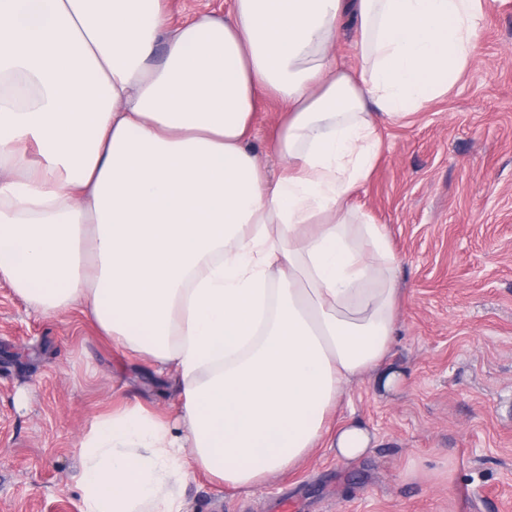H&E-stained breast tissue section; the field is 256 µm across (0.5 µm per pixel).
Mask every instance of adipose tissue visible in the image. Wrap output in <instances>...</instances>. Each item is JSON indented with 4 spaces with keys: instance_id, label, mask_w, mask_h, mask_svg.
I'll return each mask as SVG.
<instances>
[{
    "instance_id": "1",
    "label": "adipose tissue",
    "mask_w": 512,
    "mask_h": 512,
    "mask_svg": "<svg viewBox=\"0 0 512 512\" xmlns=\"http://www.w3.org/2000/svg\"><path fill=\"white\" fill-rule=\"evenodd\" d=\"M486 6L232 0L173 29L164 0H0V276L45 314L82 303L184 398L181 438L140 410L81 437L83 512H181L196 470L240 491L366 454L367 428L328 417L352 383L400 381L397 261L346 201L379 119L459 81ZM264 92L286 112L273 183L248 146ZM334 50L338 61L353 70H360L362 59L351 32H344L337 38Z\"/></svg>"
}]
</instances>
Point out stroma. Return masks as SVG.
<instances>
[{
  "label": "stroma",
  "mask_w": 512,
  "mask_h": 512,
  "mask_svg": "<svg viewBox=\"0 0 512 512\" xmlns=\"http://www.w3.org/2000/svg\"><path fill=\"white\" fill-rule=\"evenodd\" d=\"M280 100L262 95L249 143L283 164ZM386 149L350 208L385 225L401 303L387 392L350 385L336 419L375 434L359 461L321 448L291 472L228 493L203 472L185 512H512V0H496L448 94L382 121ZM172 374L103 336L81 306L31 310L0 278V512H82L78 441L140 407L176 428Z\"/></svg>",
  "instance_id": "obj_1"
}]
</instances>
